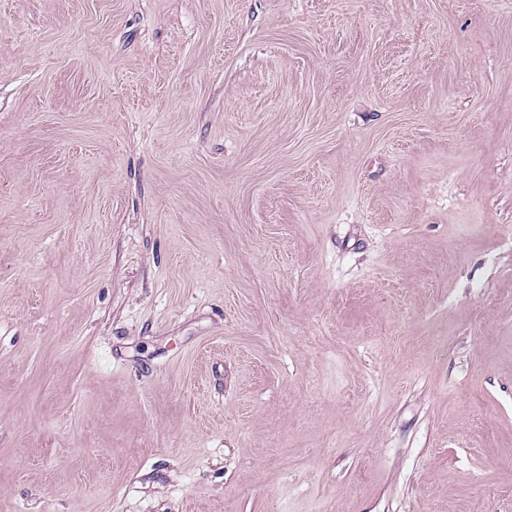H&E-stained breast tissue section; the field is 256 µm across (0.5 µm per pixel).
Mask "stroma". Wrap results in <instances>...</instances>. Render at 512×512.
Listing matches in <instances>:
<instances>
[{
  "mask_svg": "<svg viewBox=\"0 0 512 512\" xmlns=\"http://www.w3.org/2000/svg\"><path fill=\"white\" fill-rule=\"evenodd\" d=\"M0 512H512V0H0Z\"/></svg>",
  "mask_w": 512,
  "mask_h": 512,
  "instance_id": "35a3bbf8",
  "label": "stroma"
}]
</instances>
